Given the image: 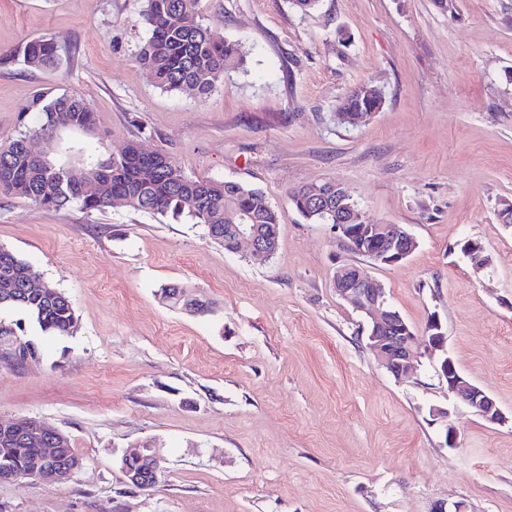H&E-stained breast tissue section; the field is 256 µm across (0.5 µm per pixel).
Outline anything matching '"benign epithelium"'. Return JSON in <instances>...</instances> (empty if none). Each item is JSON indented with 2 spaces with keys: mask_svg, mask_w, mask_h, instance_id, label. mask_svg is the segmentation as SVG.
Segmentation results:
<instances>
[{
  "mask_svg": "<svg viewBox=\"0 0 512 512\" xmlns=\"http://www.w3.org/2000/svg\"><path fill=\"white\" fill-rule=\"evenodd\" d=\"M303 192L311 210L330 213L336 219L334 229L343 241L358 254L374 262L396 265L406 260L416 247V241L402 225L366 222L358 205L351 201V196L339 184L334 186L328 181L316 187H306ZM229 230L232 233L231 249L237 250L245 243L249 246L252 259L257 262H264L273 256L274 226L270 225L260 232L254 224H231ZM461 250L475 268L482 269L489 264V257L480 243L468 240ZM335 288L338 296L353 310L370 318L366 348L395 379L402 380L413 373L415 362L421 357L432 359L439 353V374L448 381V392L475 409L485 420L495 424L508 422L496 401L457 371L445 349L442 323L438 315H431L423 334H417L400 313L388 305L384 289L355 265L336 273ZM430 413L435 422L444 427L447 444L454 446L452 427L448 425V409L434 407ZM65 439V433L39 420L33 421L24 436V442L45 450L46 461L49 463L58 458L57 445ZM136 451L139 453V473L133 476V480L140 484L147 475L158 477L160 466L152 449L138 446Z\"/></svg>",
  "mask_w": 512,
  "mask_h": 512,
  "instance_id": "7a95c632",
  "label": "benign epithelium"
}]
</instances>
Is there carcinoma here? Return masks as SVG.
<instances>
[{"instance_id":"carcinoma-1","label":"carcinoma","mask_w":512,"mask_h":512,"mask_svg":"<svg viewBox=\"0 0 512 512\" xmlns=\"http://www.w3.org/2000/svg\"><path fill=\"white\" fill-rule=\"evenodd\" d=\"M143 20L149 36L140 46L137 62L160 88L192 90L209 94L224 72L242 64L238 44L215 36L204 26L196 10L197 0H143ZM58 60L57 47L48 38L29 42L23 49L24 64L51 68ZM378 99L367 85L350 91L339 105L341 112H369ZM96 113L82 96L39 92L20 113L22 130L7 145H0V196L21 197L45 208L77 203L87 212L103 211L111 201L122 198L127 207L152 215L185 216L206 229L235 224H277L276 210L264 192L239 182L193 179L185 176L165 154L145 155L131 142L120 152L88 165H54L30 153L27 141L48 136L58 128L90 129ZM292 206L307 220L332 224L331 215H309L302 189L290 194ZM30 265L11 250L0 248V295L7 290L18 301L0 305L25 314L42 333L69 336L77 317L74 308L51 287L34 291L26 287ZM165 298L175 305H195L205 315L210 301L189 298L184 287L163 288ZM40 449L21 441L0 445V474L23 478L33 472Z\"/></svg>"}]
</instances>
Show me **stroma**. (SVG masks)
<instances>
[{
	"label": "stroma",
	"instance_id": "stroma-1",
	"mask_svg": "<svg viewBox=\"0 0 512 512\" xmlns=\"http://www.w3.org/2000/svg\"><path fill=\"white\" fill-rule=\"evenodd\" d=\"M143 0H0V143L39 91L78 93L92 130L32 147L56 164L106 159L128 142L191 178L265 192L276 254L254 263L203 225L116 204L84 212L0 198V246L71 300L78 329L25 336L36 358L0 357V422L33 417L69 435L82 467L63 483L0 482V512H512V425L448 392L422 358L397 381L365 347L367 319L336 293L358 266L418 331L438 315L459 373L512 413V0H198L202 22L244 61L205 98L159 88L136 61ZM52 39V69L23 62ZM368 84L382 107L336 118ZM339 182L368 222L402 225L416 250L387 266L289 193ZM479 242L474 270L462 254ZM208 299L197 316L161 290ZM448 408L457 437L430 416ZM153 446L157 484L128 485L124 451Z\"/></svg>",
	"mask_w": 512,
	"mask_h": 512
}]
</instances>
